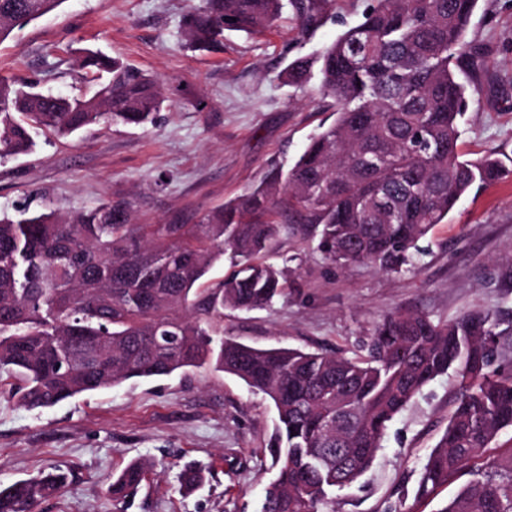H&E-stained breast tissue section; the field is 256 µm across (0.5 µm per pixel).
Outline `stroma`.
<instances>
[{
	"label": "stroma",
	"mask_w": 512,
	"mask_h": 512,
	"mask_svg": "<svg viewBox=\"0 0 512 512\" xmlns=\"http://www.w3.org/2000/svg\"><path fill=\"white\" fill-rule=\"evenodd\" d=\"M197 0H65L0 43V79H24L62 96L84 93L77 49H98L176 88L147 127L91 125L66 138L36 136L33 152L0 160V216L20 204L73 211L130 203L136 223H197L288 166L334 120L318 79L296 88L283 73L362 21L371 0H327V18L304 31L285 7L276 28L228 31L207 53L185 48L180 24ZM470 39L484 78L460 119L465 158L495 154L512 169V0H478ZM416 266L383 272L325 258L305 229L284 235L274 261L286 293L266 308L225 310L224 333L244 344L365 352L393 311L445 322L487 311L512 325V176L474 186L420 242ZM457 382L438 377L390 425L371 468L337 491L336 512H392L412 501L421 467L454 407ZM276 412L237 378L209 370L130 380L56 406L28 409L0 390V484L59 467L69 482L34 512H256L277 469ZM153 466L138 493L113 501L107 482L135 458ZM204 468L195 493L179 491L186 465Z\"/></svg>",
	"instance_id": "obj_1"
}]
</instances>
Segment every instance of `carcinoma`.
<instances>
[{"instance_id": "1", "label": "carcinoma", "mask_w": 512, "mask_h": 512, "mask_svg": "<svg viewBox=\"0 0 512 512\" xmlns=\"http://www.w3.org/2000/svg\"><path fill=\"white\" fill-rule=\"evenodd\" d=\"M66 0H0V43ZM303 28L322 20L318 0H290ZM477 0H374L363 20L325 45L316 61L288 65L301 87L319 64L336 119L288 168H274L197 224L132 223L128 202L87 211L24 207L0 219V384L29 408H50L130 379L212 367L273 404L278 473L257 512H335L336 490L372 465L389 425L421 390L453 372L454 409L422 466L416 512L464 469L472 476L437 512H512V447L488 454L512 429V370H493L512 328L488 312L435 322L396 312L378 324L364 357L256 348L217 334L224 307L251 310L282 295L283 272L265 259L272 241L307 224L326 257L386 272L413 266L420 240L474 184L512 174L491 156L461 159L458 117L466 86L455 68H476L467 40ZM283 0H201L183 16L185 44L217 48L224 31L274 27ZM77 67L91 93L63 98L33 82L0 80V158L31 151L40 131L154 124L169 106L152 76L98 52ZM224 281L196 284L224 256ZM150 464L112 475L114 499L133 496ZM202 470L187 467L190 491ZM67 483L61 470L0 488V512H33Z\"/></svg>"}]
</instances>
